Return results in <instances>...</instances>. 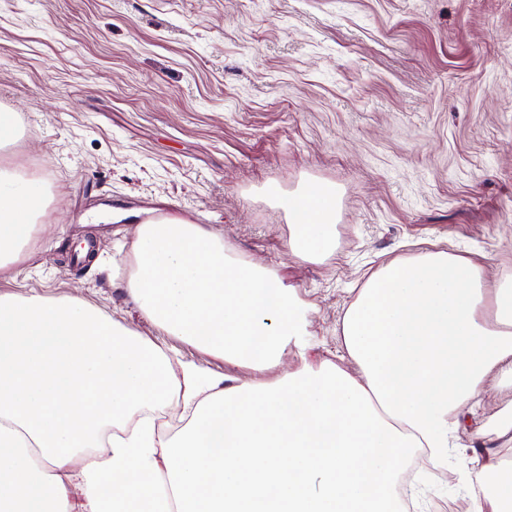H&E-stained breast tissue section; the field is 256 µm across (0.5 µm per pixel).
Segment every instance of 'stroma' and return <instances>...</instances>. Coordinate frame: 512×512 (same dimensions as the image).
Wrapping results in <instances>:
<instances>
[{"label":"stroma","instance_id":"35a3bbf8","mask_svg":"<svg viewBox=\"0 0 512 512\" xmlns=\"http://www.w3.org/2000/svg\"><path fill=\"white\" fill-rule=\"evenodd\" d=\"M0 109L21 136L0 168L32 171L52 201L0 294L76 296L163 337L131 298L139 212L209 222L313 305L322 353L365 276L453 245L489 281L512 279V0H0ZM340 190L335 253L288 255L263 195ZM93 239L96 261L74 264ZM178 358L240 381L245 367L167 338ZM453 433L451 480L422 465L434 512H469L460 474L499 436L512 388L487 380Z\"/></svg>","mask_w":512,"mask_h":512}]
</instances>
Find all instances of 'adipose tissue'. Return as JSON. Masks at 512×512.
Wrapping results in <instances>:
<instances>
[{
	"label": "adipose tissue",
	"instance_id": "obj_1",
	"mask_svg": "<svg viewBox=\"0 0 512 512\" xmlns=\"http://www.w3.org/2000/svg\"><path fill=\"white\" fill-rule=\"evenodd\" d=\"M274 199L290 256L335 250V185ZM45 204L40 181L0 171L1 273ZM134 259L128 292L165 335L259 379L191 363L176 376L172 346L79 298L0 294V512H400L402 460L445 462L451 416L488 377L512 385V280L448 250L393 259L355 289L339 364L294 287L203 225H138ZM288 356L292 371L264 379ZM176 397L190 420L170 436L155 416ZM467 490L470 512H512V461L488 453Z\"/></svg>",
	"mask_w": 512,
	"mask_h": 512
}]
</instances>
